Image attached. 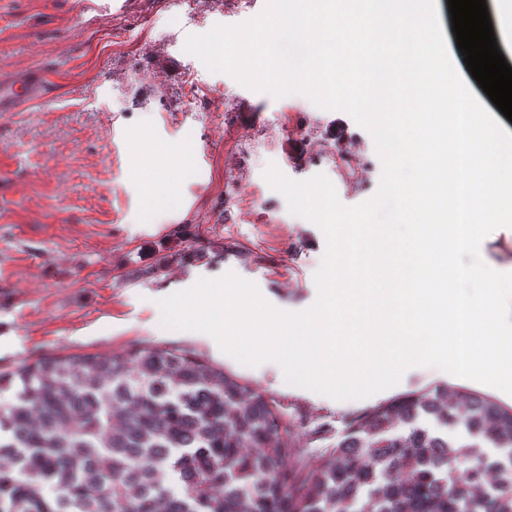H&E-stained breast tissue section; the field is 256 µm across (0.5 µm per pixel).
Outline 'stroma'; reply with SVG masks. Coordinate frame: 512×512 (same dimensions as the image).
I'll list each match as a JSON object with an SVG mask.
<instances>
[{"label":"stroma","mask_w":512,"mask_h":512,"mask_svg":"<svg viewBox=\"0 0 512 512\" xmlns=\"http://www.w3.org/2000/svg\"><path fill=\"white\" fill-rule=\"evenodd\" d=\"M265 2L0 0V77L35 62L51 79L45 101L0 112V369L183 347L265 393L305 461L326 466L354 417L457 378L417 366L388 390L336 401L284 384L274 362L245 366L205 333L161 325L160 297L230 271L278 308L313 304L326 239L269 186V164L295 180L325 174L347 206L378 188L374 141L350 115L247 89L185 52L188 35L244 22ZM189 74L202 93L185 108ZM181 148L187 176L164 156ZM336 151L356 159L353 178L337 175ZM144 154L150 170L135 171ZM148 183L173 204L148 206Z\"/></svg>","instance_id":"obj_1"}]
</instances>
